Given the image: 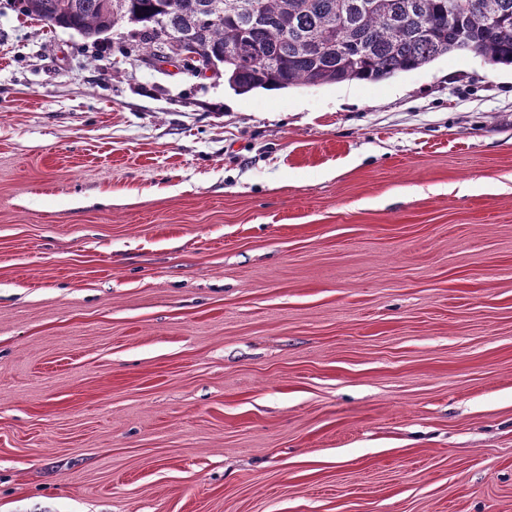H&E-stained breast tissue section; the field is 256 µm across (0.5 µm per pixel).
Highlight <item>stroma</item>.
<instances>
[{"mask_svg":"<svg viewBox=\"0 0 512 512\" xmlns=\"http://www.w3.org/2000/svg\"><path fill=\"white\" fill-rule=\"evenodd\" d=\"M118 43L0 0V512H512V65Z\"/></svg>","mask_w":512,"mask_h":512,"instance_id":"35a3bbf8","label":"stroma"}]
</instances>
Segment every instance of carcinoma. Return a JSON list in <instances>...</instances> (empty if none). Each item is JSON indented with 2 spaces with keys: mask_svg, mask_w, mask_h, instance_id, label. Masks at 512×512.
<instances>
[{
  "mask_svg": "<svg viewBox=\"0 0 512 512\" xmlns=\"http://www.w3.org/2000/svg\"><path fill=\"white\" fill-rule=\"evenodd\" d=\"M254 1L260 18L244 4ZM54 28L123 26L141 55L189 37L239 95L379 81L452 52L512 65V0H18Z\"/></svg>",
  "mask_w": 512,
  "mask_h": 512,
  "instance_id": "obj_1",
  "label": "carcinoma"
}]
</instances>
